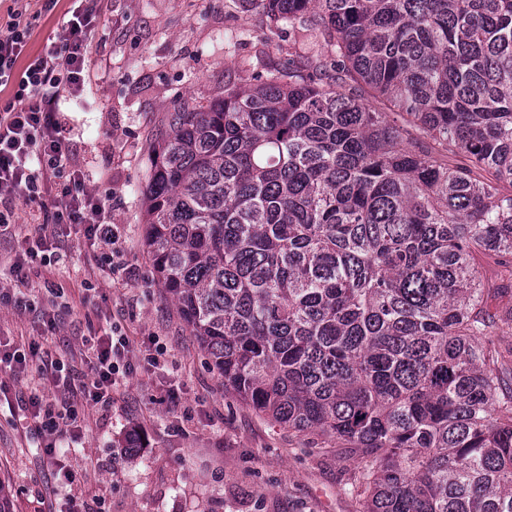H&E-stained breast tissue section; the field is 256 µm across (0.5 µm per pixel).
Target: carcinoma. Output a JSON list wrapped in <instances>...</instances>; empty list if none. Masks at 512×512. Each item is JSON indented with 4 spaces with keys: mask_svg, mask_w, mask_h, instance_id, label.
<instances>
[{
    "mask_svg": "<svg viewBox=\"0 0 512 512\" xmlns=\"http://www.w3.org/2000/svg\"><path fill=\"white\" fill-rule=\"evenodd\" d=\"M249 2L335 74L169 113L158 281L226 390L351 449L361 512H512V289L476 264L512 255V0Z\"/></svg>",
    "mask_w": 512,
    "mask_h": 512,
    "instance_id": "carcinoma-1",
    "label": "carcinoma"
}]
</instances>
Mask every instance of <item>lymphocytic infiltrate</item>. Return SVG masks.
Instances as JSON below:
<instances>
[{"mask_svg":"<svg viewBox=\"0 0 512 512\" xmlns=\"http://www.w3.org/2000/svg\"><path fill=\"white\" fill-rule=\"evenodd\" d=\"M98 26L94 8L75 4L66 24L23 72L15 66L27 48L29 21H15L0 33V87L12 86L13 95L0 108V201L17 197L40 199L48 184L55 224L82 227L85 237L98 246H109L115 232L108 224L101 199L85 187L83 172L72 165L70 147L58 118L61 100L81 94L92 35ZM91 374L79 376L64 361L42 359L37 343L27 347L0 344V369L32 370L34 385L24 403L41 438L40 446L55 473L60 490L66 491L74 476L57 456L62 435L79 438L82 420L77 409L56 411L47 389L70 394L82 403L102 410L112 406V389L136 367L130 356V340L120 329L97 337L90 344Z\"/></svg>","mask_w":512,"mask_h":512,"instance_id":"f902f5d3","label":"lymphocytic infiltrate"}]
</instances>
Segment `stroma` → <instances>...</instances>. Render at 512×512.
I'll return each instance as SVG.
<instances>
[{
    "label": "stroma",
    "instance_id": "stroma-1",
    "mask_svg": "<svg viewBox=\"0 0 512 512\" xmlns=\"http://www.w3.org/2000/svg\"><path fill=\"white\" fill-rule=\"evenodd\" d=\"M99 15L84 90L59 104V120L87 184L108 207L118 232L112 249L89 245L81 228L54 226L49 206L12 203V232L0 239V340H31L49 357L87 374L82 338L120 327L142 362L156 347L159 368L139 369L112 391V407H86L81 445L61 449L76 475L75 494L98 512H357L343 487L354 467L348 452L317 435L283 428L224 389V380L191 336L158 283L144 245V190L167 115L200 107L225 88L287 66L334 56L306 23L273 24L247 0H88ZM73 0L43 11L29 0L28 55L40 53L68 19ZM56 263L11 267L35 233ZM111 257L114 272L103 271ZM61 285L68 309L36 299L33 310L11 300L44 282ZM0 494L10 512H60L56 478L22 419L29 374L0 372ZM177 387L178 405L165 394ZM138 431L127 447L128 431Z\"/></svg>",
    "mask_w": 512,
    "mask_h": 512
}]
</instances>
